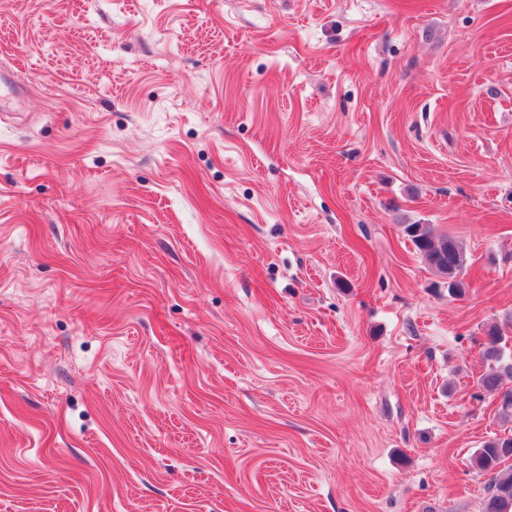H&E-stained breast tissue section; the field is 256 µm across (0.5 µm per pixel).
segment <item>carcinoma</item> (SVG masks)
I'll return each mask as SVG.
<instances>
[{"label": "carcinoma", "instance_id": "carcinoma-1", "mask_svg": "<svg viewBox=\"0 0 512 512\" xmlns=\"http://www.w3.org/2000/svg\"><path fill=\"white\" fill-rule=\"evenodd\" d=\"M404 233L433 273L448 285V294L463 293L459 277L467 267V256L458 241L448 234L437 233L431 224H406ZM510 332L512 323L492 322L483 329L482 357L487 370L477 384L485 392H497L503 379H512V360L503 347ZM472 464L479 472L489 475L482 512H512V428L485 442Z\"/></svg>", "mask_w": 512, "mask_h": 512}]
</instances>
